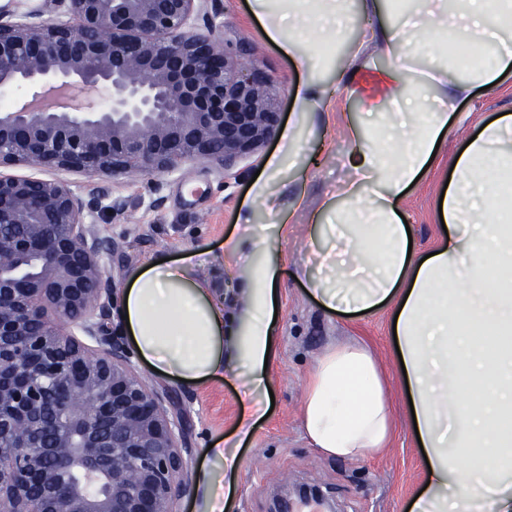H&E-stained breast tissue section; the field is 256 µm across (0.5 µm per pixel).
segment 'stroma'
<instances>
[{"label":"stroma","instance_id":"35a3bbf8","mask_svg":"<svg viewBox=\"0 0 512 512\" xmlns=\"http://www.w3.org/2000/svg\"><path fill=\"white\" fill-rule=\"evenodd\" d=\"M224 26L219 35L226 47L246 42L244 65L261 67L270 77V93L280 114V129L299 124L303 134L285 167L273 181L269 203L254 207V220L267 234L276 232L282 213L292 212L287 238L270 242L269 248L286 268L303 265L309 220L327 199L335 197L353 171L345 163L349 144L343 124L351 112L344 104L335 112L297 113L293 88L301 73L264 36L249 0H222ZM463 121L446 137L436 168L415 185L405 208L412 227L413 244L425 253L438 243L439 214L436 199L479 122L512 113V86L476 90L458 109ZM280 147L271 138L258 152L239 161L231 171L207 163L185 164L169 177H132L107 182L120 210L99 220L98 231L121 239L126 261L118 278L127 288L129 275L151 258L177 262L204 250L207 264L196 270L225 305H232L229 273L224 267V247L237 234V217L249 196V183L264 158ZM321 156V167L310 166ZM303 193L300 208H293L296 193ZM278 314L279 356L271 374L274 406L255 425L249 441L239 449V487L226 512H271L273 500L284 486L320 487L331 496L336 512H409L425 478V460L414 438L409 400L396 362V345L389 311L343 316L324 310L292 276L281 285ZM360 341L375 353L385 381L393 432L387 449L358 460L326 457L311 448L301 425L305 382L320 354L331 344ZM137 366L150 385L175 394L189 425L193 448L190 478H197L210 459L208 448L233 442L244 406L233 380L185 384L157 374L145 362Z\"/></svg>","mask_w":512,"mask_h":512}]
</instances>
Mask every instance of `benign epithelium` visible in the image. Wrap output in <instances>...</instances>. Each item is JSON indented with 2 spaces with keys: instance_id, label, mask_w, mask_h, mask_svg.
Wrapping results in <instances>:
<instances>
[{
  "instance_id": "1",
  "label": "benign epithelium",
  "mask_w": 512,
  "mask_h": 512,
  "mask_svg": "<svg viewBox=\"0 0 512 512\" xmlns=\"http://www.w3.org/2000/svg\"><path fill=\"white\" fill-rule=\"evenodd\" d=\"M219 2L0 6V92L88 94L71 109L1 108L0 167L153 179L256 153L280 113L265 72L214 36ZM112 210L96 183L77 194L0 173V512H172L193 490L185 417L121 337L106 267L124 253L92 227Z\"/></svg>"
}]
</instances>
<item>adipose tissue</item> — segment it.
Masks as SVG:
<instances>
[{
    "mask_svg": "<svg viewBox=\"0 0 512 512\" xmlns=\"http://www.w3.org/2000/svg\"><path fill=\"white\" fill-rule=\"evenodd\" d=\"M269 40L303 80L298 110H329L336 97L367 115L348 121L350 168L359 181L313 214L316 240L335 257L305 272L308 292L326 310L388 308L428 471L411 512H512V114L486 122L458 156L445 189V223L434 256L408 250L403 203L427 174L439 137L475 89L512 79V0H403L399 24L383 0H361L370 43L393 63L366 82L352 53L335 86L311 79L320 46L350 23L349 0H252ZM433 65L413 72L420 37ZM456 44L465 59L449 62ZM251 208L224 252L234 277L232 308L185 258L174 268L145 261L122 296L127 332L140 357L171 380L234 379L246 396L267 394L266 358H277L274 288L283 266L259 261L263 234ZM302 425L321 453L355 460L381 451L391 433L376 358L356 341L331 345L311 371ZM203 471V512H224L233 495L236 454L217 448Z\"/></svg>",
    "mask_w": 512,
    "mask_h": 512,
    "instance_id": "ef3b65f1",
    "label": "adipose tissue"
}]
</instances>
